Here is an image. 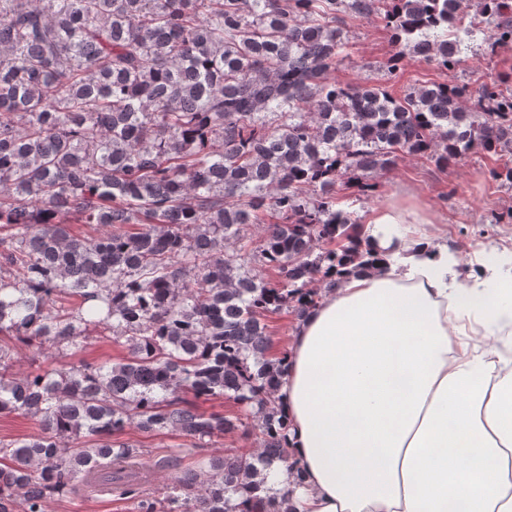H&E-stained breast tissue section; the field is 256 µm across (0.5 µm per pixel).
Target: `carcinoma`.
<instances>
[{"mask_svg": "<svg viewBox=\"0 0 512 512\" xmlns=\"http://www.w3.org/2000/svg\"><path fill=\"white\" fill-rule=\"evenodd\" d=\"M350 14L391 32L390 74L408 51L451 70L479 33L492 52L512 45V0H0V335L38 355L92 333L132 351L15 377L0 344V413L44 425L0 441V512H46L86 477L134 512H284L244 496L274 462L298 482L275 398L288 351L271 353L264 320L301 317L315 283L370 264L347 202L400 156L480 149L512 185V78L472 107L446 82L402 97L341 83ZM249 225L273 279L252 265ZM224 395L240 411H199ZM249 418L253 454L157 493L135 470L144 449L119 438L203 442Z\"/></svg>", "mask_w": 512, "mask_h": 512, "instance_id": "obj_1", "label": "carcinoma"}]
</instances>
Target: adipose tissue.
I'll return each instance as SVG.
<instances>
[{"label":"adipose tissue","instance_id":"1","mask_svg":"<svg viewBox=\"0 0 512 512\" xmlns=\"http://www.w3.org/2000/svg\"><path fill=\"white\" fill-rule=\"evenodd\" d=\"M378 261L322 291L276 395L287 512H512V254L458 278L429 219L367 222Z\"/></svg>","mask_w":512,"mask_h":512}]
</instances>
